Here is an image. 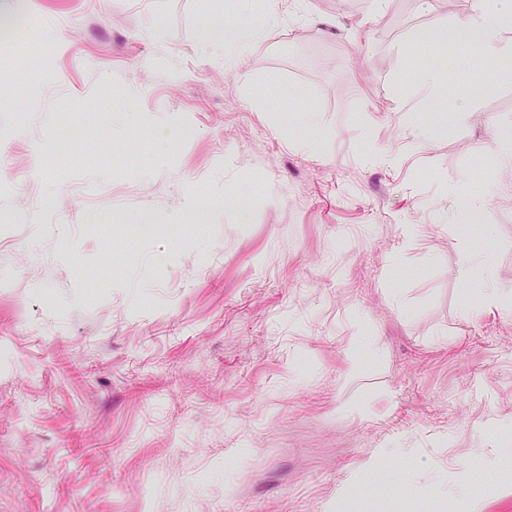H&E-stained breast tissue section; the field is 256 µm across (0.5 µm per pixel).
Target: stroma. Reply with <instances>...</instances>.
I'll list each match as a JSON object with an SVG mask.
<instances>
[{
  "label": "stroma",
  "mask_w": 512,
  "mask_h": 512,
  "mask_svg": "<svg viewBox=\"0 0 512 512\" xmlns=\"http://www.w3.org/2000/svg\"><path fill=\"white\" fill-rule=\"evenodd\" d=\"M18 1L0 512H512V308L461 316L464 249L512 291V27L490 59L430 38L476 0Z\"/></svg>",
  "instance_id": "stroma-1"
}]
</instances>
